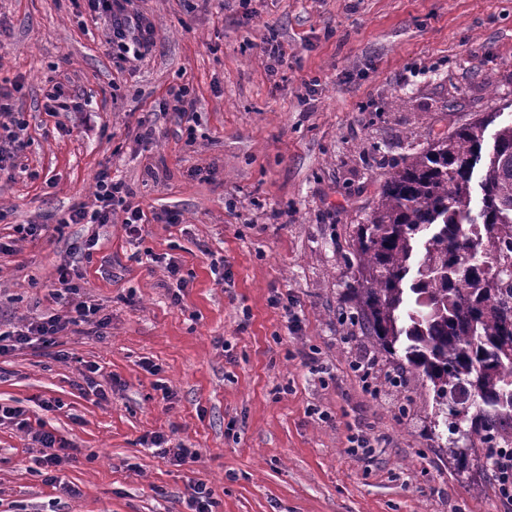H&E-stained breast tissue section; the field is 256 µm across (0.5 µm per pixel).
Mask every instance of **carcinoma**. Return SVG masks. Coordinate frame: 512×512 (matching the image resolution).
Returning <instances> with one entry per match:
<instances>
[{
  "mask_svg": "<svg viewBox=\"0 0 512 512\" xmlns=\"http://www.w3.org/2000/svg\"><path fill=\"white\" fill-rule=\"evenodd\" d=\"M489 115L413 153L381 189L352 243L347 285L377 349L429 382L436 416L463 409L470 447L512 445V122L483 159ZM484 163L479 219L466 210ZM480 222L486 238L462 241Z\"/></svg>",
  "mask_w": 512,
  "mask_h": 512,
  "instance_id": "cac0c4a2",
  "label": "carcinoma"
}]
</instances>
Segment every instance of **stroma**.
<instances>
[{
    "label": "stroma",
    "instance_id": "1",
    "mask_svg": "<svg viewBox=\"0 0 512 512\" xmlns=\"http://www.w3.org/2000/svg\"><path fill=\"white\" fill-rule=\"evenodd\" d=\"M134 6L155 41L118 64L85 0H0V83L20 85L29 139L0 177V322L65 314L52 294L65 263L69 302L108 321L103 336L67 331L0 357V402L28 422L0 425V512H189L195 479L215 512H512L482 449L463 469L449 456L432 391L389 384L396 362L346 294L356 227L389 174L512 106V0ZM56 82L81 111L47 110ZM185 84L191 143L159 109ZM104 168L147 215L137 243L119 210L108 224L62 221L92 202ZM19 224L42 233L19 238ZM90 238L91 255L73 252ZM168 257L187 281L177 298ZM38 425L72 449L54 483L37 471ZM152 432L197 458L173 465L140 445ZM360 432L371 453L351 452Z\"/></svg>",
    "mask_w": 512,
    "mask_h": 512
}]
</instances>
